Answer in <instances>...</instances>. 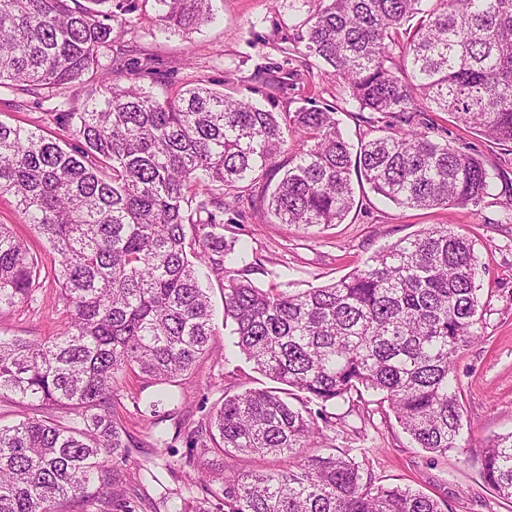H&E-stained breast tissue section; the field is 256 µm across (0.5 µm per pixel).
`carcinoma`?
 <instances>
[{"mask_svg": "<svg viewBox=\"0 0 512 512\" xmlns=\"http://www.w3.org/2000/svg\"><path fill=\"white\" fill-rule=\"evenodd\" d=\"M167 30L210 21L211 0H155ZM318 0L299 38L362 111L398 128L353 147L327 104L270 112L205 86L163 100L108 80L118 0H0V85L99 90L55 113L83 141L77 154L0 121V196L9 194L54 252L68 325L45 340L0 337V398L34 414L0 425V512H87L122 496L115 470L139 442L111 410L127 374L175 382L210 355L213 308L201 274L221 283L233 346L277 383L224 396L192 444L224 453L203 482L224 512H447V505L363 475L328 409L380 396L417 447H459L453 364L483 321L474 244L434 224L336 282L264 290L226 265L235 244L231 189L278 169L286 135L302 149L274 187L252 199L277 224H341L352 176L403 207L478 206L494 175L479 155L429 135L428 112L512 149V0ZM401 49L403 69L393 70ZM41 269L0 225V312L29 297ZM318 406L314 412L309 404ZM71 416L62 424L36 410ZM288 468L246 473L242 456ZM487 485L512 499V432L481 454Z\"/></svg>", "mask_w": 512, "mask_h": 512, "instance_id": "obj_1", "label": "carcinoma"}]
</instances>
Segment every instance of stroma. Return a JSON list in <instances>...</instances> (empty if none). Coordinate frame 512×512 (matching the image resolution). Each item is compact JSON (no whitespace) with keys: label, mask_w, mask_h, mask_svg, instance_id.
<instances>
[{"label":"stroma","mask_w":512,"mask_h":512,"mask_svg":"<svg viewBox=\"0 0 512 512\" xmlns=\"http://www.w3.org/2000/svg\"><path fill=\"white\" fill-rule=\"evenodd\" d=\"M125 28L115 47L113 80L136 82L158 96H175L202 84L225 95L253 102L272 112L329 103L338 106L337 118L351 144L379 136L390 125L389 116L356 107H344L345 89L325 72L317 58L308 56L298 40V27L308 16L298 0H213V19L197 30L161 31L153 0H130ZM152 57L153 73H133L136 60ZM294 73L285 89L257 79L256 72ZM89 87L67 91L27 92L0 87V120L19 125L58 142L67 151L80 143L55 123L53 114L65 101L81 106ZM433 137L459 150L478 154L490 172L509 178L494 196L479 206L419 210L398 206L375 194L365 183H355L356 203L343 223L308 229L294 224H272L254 213L250 201L224 215V235L236 239L233 268L242 270L254 286L278 284L298 292L339 280L396 242L433 224H448L472 240L479 260L476 284L485 313L481 336L456 359L453 378L462 406L460 447L439 455L414 446L388 407L376 404L373 393L361 402L336 406L351 429L363 432L368 461L365 470L381 484H399L445 501L448 512H512V501L499 497L480 473L479 450L497 436L512 432V223L505 213L512 205V152L491 138L452 122L444 113L430 115ZM0 224L27 243L42 263L40 285L31 299L0 313V336L44 339L62 332L67 309L54 278V254L33 225L27 224L11 196L0 197ZM216 334L212 356L202 359L174 384L177 409L171 417L152 416L139 399L152 395L154 385L127 375L112 409L140 445L116 463L126 506L153 502L157 512H221L218 501L207 499L201 487L187 488V463L207 457L223 463L217 450L202 451L188 439L190 431L208 422L225 395L247 387H265L269 381L253 372L232 351L230 331L224 325L223 292L217 280L209 282ZM169 440L165 449L156 439Z\"/></svg>","instance_id":"35a3bbf8"}]
</instances>
